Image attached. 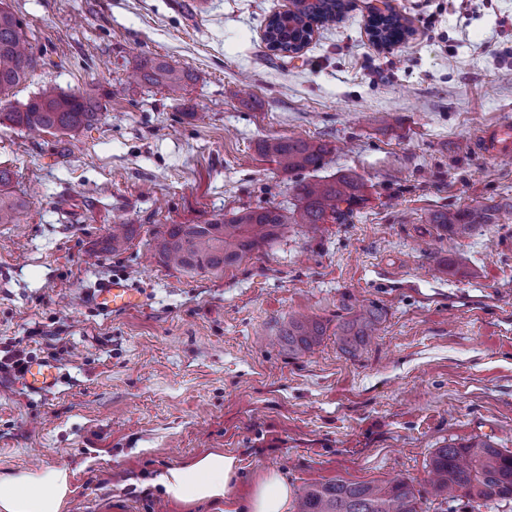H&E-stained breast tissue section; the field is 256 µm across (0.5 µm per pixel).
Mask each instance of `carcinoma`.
<instances>
[{"mask_svg": "<svg viewBox=\"0 0 512 512\" xmlns=\"http://www.w3.org/2000/svg\"><path fill=\"white\" fill-rule=\"evenodd\" d=\"M343 0H295V11L287 16L269 17L264 41L268 49L280 45L305 47L313 24L336 21ZM385 43L400 41L410 28L393 14L381 23H371ZM37 65L29 40L28 26L0 0V124L72 135L97 123L103 104L96 89L65 93L45 84L25 102L12 103L9 94L25 82ZM140 81L163 86L176 94L191 79L188 69L158 57H145L139 65ZM263 153L272 156L285 174L320 168L326 148L304 138L266 140ZM12 173L0 168V224H17L25 200L11 190ZM295 203L288 209L278 206L247 207L216 214L201 224H168L154 238L153 250L159 262L173 265L186 274L222 272L233 267L265 242L277 239L290 224L316 230L321 224H343L364 203L362 184L350 175L332 180L301 181L294 187ZM429 223L454 237H469L487 224L497 223L496 209L490 206L448 208L430 214ZM132 224H114L107 237L113 251L134 238ZM382 320L372 304L336 326L341 349L353 354L375 335ZM326 328L315 319L291 316L280 336L288 350L302 353L318 345ZM430 491L444 505L463 497L484 501L512 499V451L499 448L490 437H474L464 443H448L433 453L430 462ZM422 495L403 480L373 483L342 481L313 484L300 494L296 512H421Z\"/></svg>", "mask_w": 512, "mask_h": 512, "instance_id": "1", "label": "carcinoma"}]
</instances>
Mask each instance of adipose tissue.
I'll return each mask as SVG.
<instances>
[{
    "mask_svg": "<svg viewBox=\"0 0 512 512\" xmlns=\"http://www.w3.org/2000/svg\"><path fill=\"white\" fill-rule=\"evenodd\" d=\"M237 458L211 451L162 471L156 482L166 499L195 506L223 503L224 512H288L291 489L278 472L264 474L246 499L232 495ZM69 476L62 469L0 474V512H63Z\"/></svg>",
    "mask_w": 512,
    "mask_h": 512,
    "instance_id": "adipose-tissue-1",
    "label": "adipose tissue"
}]
</instances>
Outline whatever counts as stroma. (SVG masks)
Listing matches in <instances>:
<instances>
[{
	"mask_svg": "<svg viewBox=\"0 0 512 512\" xmlns=\"http://www.w3.org/2000/svg\"><path fill=\"white\" fill-rule=\"evenodd\" d=\"M41 60L15 91L125 88L75 136L0 125V167L26 201L0 224V371L14 356L64 366L54 390L0 389V473L69 472L65 512L104 498L123 512H219L163 498L166 468L222 450L233 494L262 474L293 494L314 482L402 479L428 488L437 448L489 436L512 451V160L480 147L512 121V0H350L302 54L268 50V18L291 0H8ZM389 4L409 26L387 49L367 30ZM145 55L189 67L179 95L133 81ZM248 80L251 94L228 86ZM326 145L317 170L279 171L260 145ZM352 173L364 203L317 234L292 224L239 266L182 274L153 259L167 224L285 206L297 182ZM499 221L466 238L430 213L488 202ZM135 225L106 250L113 222ZM144 306L102 313L112 278ZM376 304L357 355L338 322ZM327 334L296 354L288 316Z\"/></svg>",
	"mask_w": 512,
	"mask_h": 512,
	"instance_id": "obj_1",
	"label": "stroma"
}]
</instances>
